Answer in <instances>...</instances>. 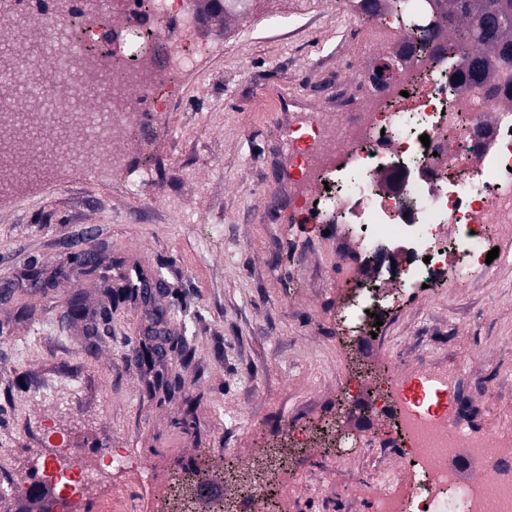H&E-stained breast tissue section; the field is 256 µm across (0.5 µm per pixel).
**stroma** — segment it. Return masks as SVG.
<instances>
[{
    "label": "stroma",
    "instance_id": "stroma-1",
    "mask_svg": "<svg viewBox=\"0 0 512 512\" xmlns=\"http://www.w3.org/2000/svg\"><path fill=\"white\" fill-rule=\"evenodd\" d=\"M386 26L351 0H262L208 26L224 52L183 78L182 111L140 116L96 170L0 193V512L19 510L16 477L44 481L70 448L149 466L89 485L82 512L116 496L163 512L174 473L224 470L225 448L245 469L292 425L357 432L336 376L358 367L373 387L439 365L512 451V258L385 296L354 333L349 290L373 267L353 225L288 221L282 124L379 64Z\"/></svg>",
    "mask_w": 512,
    "mask_h": 512
}]
</instances>
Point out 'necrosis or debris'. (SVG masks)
I'll return each instance as SVG.
<instances>
[{"label":"necrosis or debris","instance_id":"necrosis-or-debris-1","mask_svg":"<svg viewBox=\"0 0 512 512\" xmlns=\"http://www.w3.org/2000/svg\"><path fill=\"white\" fill-rule=\"evenodd\" d=\"M126 25H113L118 7ZM25 23L44 53L36 65L68 85L70 134L57 161L91 167L112 157L113 133L126 117L144 112L162 116L174 111L180 77L204 59L222 54L224 42L201 34L203 21L188 0H101L100 21H83V0H8L0 19ZM168 41V79L154 81L142 68L151 44ZM108 43L110 62L97 63V48ZM395 66L384 84L375 86L374 103L348 108L343 124L319 113L309 131L288 126V182L293 187L289 219L306 211L308 194L328 191L329 212L340 224L359 229L357 245L375 256L378 273L355 287L351 305L374 310L387 285H430L441 275L456 281L483 274L494 247L488 226L512 225V69L489 74L487 86L449 92L448 79L462 55L451 46L428 62L409 50L405 36L391 41ZM20 60L0 72V86L16 89L35 65ZM96 90L102 107L96 129H88L81 104ZM316 135L336 152L334 176L311 184L298 174L311 164L304 145ZM429 143H422V136ZM362 172L350 181V172ZM405 264L394 265L392 255ZM437 374L428 370L401 384L387 382L371 390L369 402L356 411L362 445L370 446L374 475L360 480L355 495L326 484L319 470L297 473L284 459L265 461L262 473L240 479L226 512H257L274 497L279 512H295L310 490L339 501L342 512H357L367 501L372 512H512V454L503 448L497 429L477 436L462 432L466 410L458 394L445 389L429 393ZM398 398L396 434H378L374 419L386 416L390 398ZM398 442L402 466L389 465L385 445ZM141 463L126 453H112L108 467L61 469L69 502H78L89 481L106 480L111 471H136Z\"/></svg>","mask_w":512,"mask_h":512}]
</instances>
